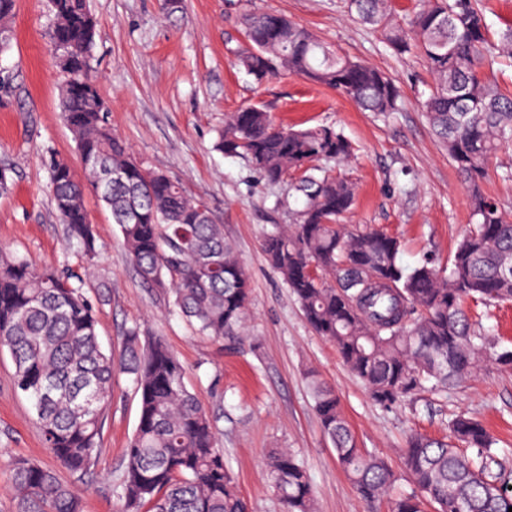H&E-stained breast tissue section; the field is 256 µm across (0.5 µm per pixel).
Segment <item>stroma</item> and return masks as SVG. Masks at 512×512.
I'll use <instances>...</instances> for the list:
<instances>
[{"mask_svg":"<svg viewBox=\"0 0 512 512\" xmlns=\"http://www.w3.org/2000/svg\"><path fill=\"white\" fill-rule=\"evenodd\" d=\"M97 24L91 75L109 105L107 121L135 156L175 177L224 226L251 283L247 339L234 349L197 335L169 312L162 289H147L130 264L110 212L93 192L84 204L100 243L85 293L96 310L105 347L120 351L126 329L163 337L187 368L185 382L215 418L240 494L250 512H281L266 477V457L286 448L305 464L316 512H391L389 498L367 502L336 460L314 408L311 378L331 386L356 438L398 475L395 490L412 492L400 453L411 434H448L464 412L484 421L512 451V370L486 362L466 381L386 409L374 403L318 336L281 276L263 255L265 238L295 222L302 198L288 182L263 180L241 159L213 148L227 114L264 106L280 125L335 127L354 155L338 168L356 186L350 224H373L404 244L402 262L432 260L446 268L469 223L461 175L429 126L418 101L433 83L423 57L394 54L362 25L347 0H87ZM288 16L338 54L390 76L401 112L382 121L307 78L279 75L256 82L236 63L247 47L246 16L255 10ZM50 0H16L11 40L0 51V165L12 185L0 193V246L37 268L78 266L54 210L48 155L83 169L61 112L63 77L50 51ZM14 366L0 351V512H16L6 470L26 458L58 463L45 448L28 400L13 385ZM138 418L128 375L116 374L104 411L93 478L75 483L84 512H120L112 484Z\"/></svg>","mask_w":512,"mask_h":512,"instance_id":"obj_1","label":"stroma"}]
</instances>
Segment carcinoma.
<instances>
[{"mask_svg": "<svg viewBox=\"0 0 512 512\" xmlns=\"http://www.w3.org/2000/svg\"><path fill=\"white\" fill-rule=\"evenodd\" d=\"M16 0H0V49L11 39ZM360 20L397 54L424 57L433 86L422 108L448 157L464 176L471 225L443 274L424 261L401 263V243L371 225H351L356 189L320 168L343 162L351 142L332 127L294 129L273 123L260 104L227 115L215 149L241 158L264 180L299 175L305 197L296 223L265 238L266 260L280 273L315 332L336 345L345 365L385 408L431 387L461 381L489 360L512 368V347L472 327L464 302L512 301V215L484 192L488 163L512 143V97L485 69L512 60V26L498 41L476 0H420L407 26L393 23L391 0H349ZM51 45L64 75L61 109L84 166L49 155L57 215L68 246L86 260L98 235L84 205L92 190L110 210L131 264L143 283L166 290L172 311L200 336L234 348L244 339L251 285L232 246L201 201L173 177L144 165L112 132L108 106L90 75L96 22L86 0H52ZM250 48L240 64L261 82L286 72L345 95L384 118L399 111L401 94L384 72L340 55L306 28L273 12L246 19ZM86 268L38 269L0 248V351L15 367L14 387L31 403L44 444L76 480L92 475L103 409L116 370L131 376L139 397L137 424L123 450L114 489L121 512H249L224 461L213 417L185 384V368L158 337L141 340L131 327L122 353L104 350L97 318L83 293ZM315 409L337 460L360 494L374 501L397 481L387 463L357 446L333 390L311 378ZM451 440L410 437L403 467L416 487L393 499L392 512H508L512 467L496 439L465 414L449 425ZM282 512H315L307 471L286 448L268 455ZM8 482L16 512H83L82 499L55 470L15 459Z\"/></svg>", "mask_w": 512, "mask_h": 512, "instance_id": "1", "label": "carcinoma"}]
</instances>
